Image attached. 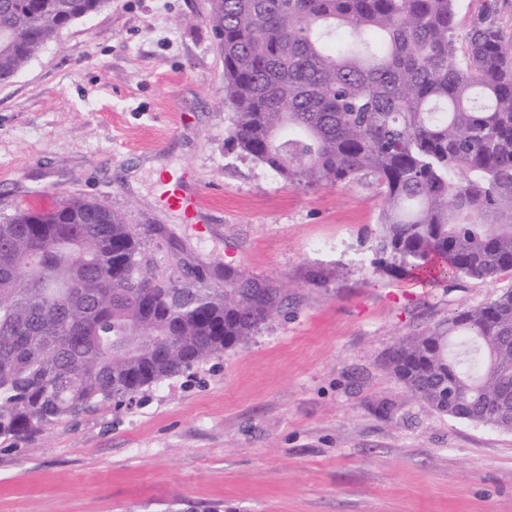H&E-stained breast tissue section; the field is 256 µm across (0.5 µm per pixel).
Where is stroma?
Here are the masks:
<instances>
[{"mask_svg": "<svg viewBox=\"0 0 512 512\" xmlns=\"http://www.w3.org/2000/svg\"><path fill=\"white\" fill-rule=\"evenodd\" d=\"M210 0H112L0 82V221L104 201L154 273L236 270L288 313L246 343L45 432L0 437V512H512V432L440 413L393 350L512 289L375 272L368 180L309 188L224 142ZM149 160L214 189L215 223L161 201Z\"/></svg>", "mask_w": 512, "mask_h": 512, "instance_id": "1", "label": "stroma"}]
</instances>
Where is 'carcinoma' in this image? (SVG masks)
Here are the masks:
<instances>
[{"label":"carcinoma","mask_w":512,"mask_h":512,"mask_svg":"<svg viewBox=\"0 0 512 512\" xmlns=\"http://www.w3.org/2000/svg\"><path fill=\"white\" fill-rule=\"evenodd\" d=\"M456 0H212L227 140L285 181L370 179L373 261L436 285L512 275V38L487 0L465 34ZM103 0H0V80ZM184 288L143 263L138 234L63 196L0 222V437L49 429L221 356L286 315L279 289L231 268ZM394 374L435 410L512 431V289L400 347ZM465 405L454 407L448 392Z\"/></svg>","instance_id":"cac0c4a2"}]
</instances>
